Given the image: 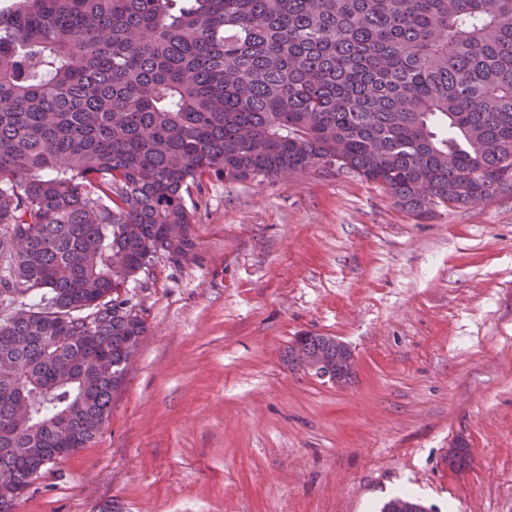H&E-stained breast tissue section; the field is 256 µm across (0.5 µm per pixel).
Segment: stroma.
<instances>
[{"mask_svg": "<svg viewBox=\"0 0 512 512\" xmlns=\"http://www.w3.org/2000/svg\"><path fill=\"white\" fill-rule=\"evenodd\" d=\"M192 199L195 257L127 288L148 331L103 429L16 512H512V193L419 221L311 168ZM307 333L348 384L288 368ZM348 352V346L336 338L312 334L305 342L299 343L295 339L288 346L285 362L291 369L306 372L307 366L314 360L321 359L336 369L338 362L346 360Z\"/></svg>", "mask_w": 512, "mask_h": 512, "instance_id": "obj_1", "label": "stroma"}]
</instances>
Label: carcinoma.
I'll list each match as a JSON object with an SVG mask.
<instances>
[{"label": "carcinoma", "mask_w": 512, "mask_h": 512, "mask_svg": "<svg viewBox=\"0 0 512 512\" xmlns=\"http://www.w3.org/2000/svg\"><path fill=\"white\" fill-rule=\"evenodd\" d=\"M313 166L425 220L512 192V0H10L0 6V512L93 440L146 259L197 247L203 177ZM349 348L312 334L288 367ZM380 512H426L405 497Z\"/></svg>", "instance_id": "carcinoma-1"}]
</instances>
